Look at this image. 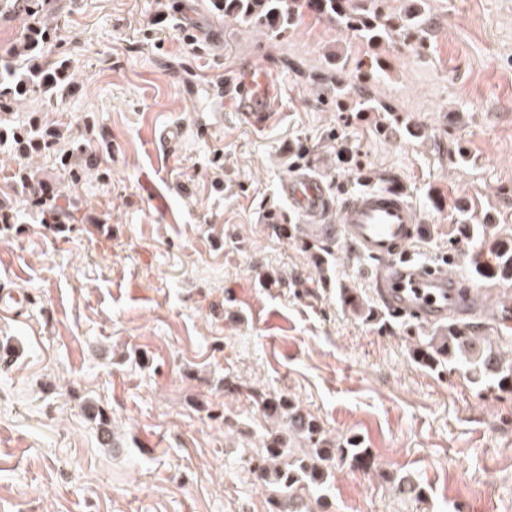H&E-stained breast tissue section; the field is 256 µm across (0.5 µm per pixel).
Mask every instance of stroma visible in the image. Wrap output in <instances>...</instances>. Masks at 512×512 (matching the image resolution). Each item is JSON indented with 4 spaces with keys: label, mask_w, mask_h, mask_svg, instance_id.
Segmentation results:
<instances>
[{
    "label": "stroma",
    "mask_w": 512,
    "mask_h": 512,
    "mask_svg": "<svg viewBox=\"0 0 512 512\" xmlns=\"http://www.w3.org/2000/svg\"><path fill=\"white\" fill-rule=\"evenodd\" d=\"M420 8L424 28L386 46L374 86L410 138L318 94L340 60L358 86L373 51L316 16L274 38L208 0H49L69 86L17 113L63 126L57 150L85 147L101 174L79 185L80 223L22 209L0 236V288L30 295L23 321L0 318V512H270L247 463L269 429L257 391L371 452V469L340 460L323 491L299 490L306 512H512V391L420 366L426 326L368 323L339 298L381 310L376 260L336 237L317 266L299 216L286 236L265 219L289 213L279 185L300 166L340 202L399 177L424 227L414 253L473 284L459 200L512 228V0ZM254 60L281 90L268 123L201 125L212 88ZM164 125L181 132L171 156L152 142ZM89 401L110 412L111 445ZM400 469L425 501L395 492Z\"/></svg>",
    "instance_id": "1"
}]
</instances>
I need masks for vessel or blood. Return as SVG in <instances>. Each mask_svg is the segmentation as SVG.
<instances>
[{
	"instance_id": "1",
	"label": "vessel or blood",
	"mask_w": 512,
	"mask_h": 512,
	"mask_svg": "<svg viewBox=\"0 0 512 512\" xmlns=\"http://www.w3.org/2000/svg\"><path fill=\"white\" fill-rule=\"evenodd\" d=\"M279 100L280 89L267 66L253 63L226 76L214 109L241 113L260 128L268 123ZM279 192L305 222L340 235L362 255L378 261L374 288L391 312L421 324L439 323L451 315L465 321L512 322V311L491 306L485 289L465 286L461 278L449 276L445 267L414 260L410 247L420 234L421 222L402 180L386 179L381 187L339 204L322 178L297 171L281 182ZM334 214L339 217L335 223L330 220ZM27 301L22 290H0V315L20 320Z\"/></svg>"
}]
</instances>
